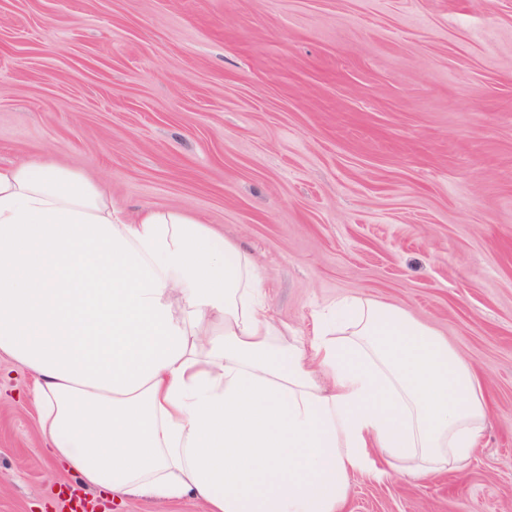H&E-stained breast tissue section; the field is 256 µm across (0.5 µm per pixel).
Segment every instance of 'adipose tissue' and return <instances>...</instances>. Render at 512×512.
<instances>
[{"instance_id":"adipose-tissue-1","label":"adipose tissue","mask_w":512,"mask_h":512,"mask_svg":"<svg viewBox=\"0 0 512 512\" xmlns=\"http://www.w3.org/2000/svg\"><path fill=\"white\" fill-rule=\"evenodd\" d=\"M1 355L82 485L204 512H344L355 472L463 469L488 421L473 370L406 310L351 297L299 336L213 225L128 217L27 158L0 167Z\"/></svg>"}]
</instances>
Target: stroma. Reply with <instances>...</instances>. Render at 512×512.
<instances>
[{
  "instance_id": "obj_1",
  "label": "stroma",
  "mask_w": 512,
  "mask_h": 512,
  "mask_svg": "<svg viewBox=\"0 0 512 512\" xmlns=\"http://www.w3.org/2000/svg\"><path fill=\"white\" fill-rule=\"evenodd\" d=\"M22 157L213 225L300 335L349 296L435 328L481 380L482 445L355 473L345 512H512V0H0V166ZM32 387L0 358V512L76 485Z\"/></svg>"
}]
</instances>
